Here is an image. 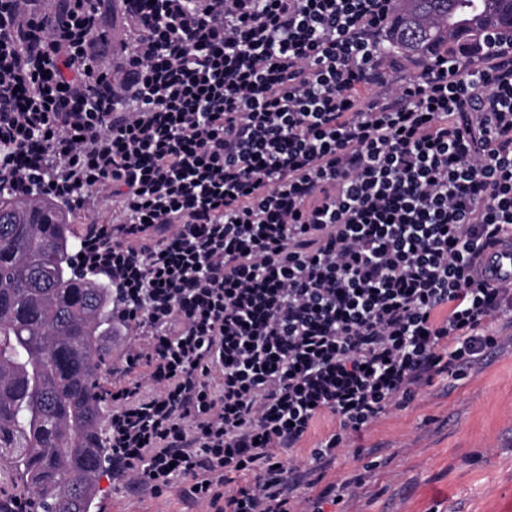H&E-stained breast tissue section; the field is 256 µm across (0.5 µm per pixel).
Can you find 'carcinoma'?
<instances>
[{
    "mask_svg": "<svg viewBox=\"0 0 512 512\" xmlns=\"http://www.w3.org/2000/svg\"><path fill=\"white\" fill-rule=\"evenodd\" d=\"M401 0L385 53L430 52L485 38L512 0ZM78 233L50 202H11L0 217V467L16 473L45 512H91L101 460L99 379L112 331L111 289L74 272Z\"/></svg>",
    "mask_w": 512,
    "mask_h": 512,
    "instance_id": "obj_1",
    "label": "carcinoma"
}]
</instances>
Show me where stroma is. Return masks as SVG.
<instances>
[{"mask_svg": "<svg viewBox=\"0 0 512 512\" xmlns=\"http://www.w3.org/2000/svg\"><path fill=\"white\" fill-rule=\"evenodd\" d=\"M362 487L341 512H512V341L472 367L434 377L355 434L325 482ZM92 512H208L180 484L156 494L102 478Z\"/></svg>", "mask_w": 512, "mask_h": 512, "instance_id": "1", "label": "stroma"}]
</instances>
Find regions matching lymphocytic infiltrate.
<instances>
[{"label":"lymphocytic infiltrate","instance_id":"1","mask_svg":"<svg viewBox=\"0 0 512 512\" xmlns=\"http://www.w3.org/2000/svg\"><path fill=\"white\" fill-rule=\"evenodd\" d=\"M130 29L112 48V4ZM395 0H0V194L86 218L126 331L113 471L210 512H324L287 455L495 348L512 49L388 79ZM110 201L105 222L90 220ZM482 272L490 284L512 280V241L488 249L485 253ZM336 428V420L331 416L320 417L312 431L292 453L295 464L301 468H307L311 462V450L317 448L322 439Z\"/></svg>","mask_w":512,"mask_h":512}]
</instances>
